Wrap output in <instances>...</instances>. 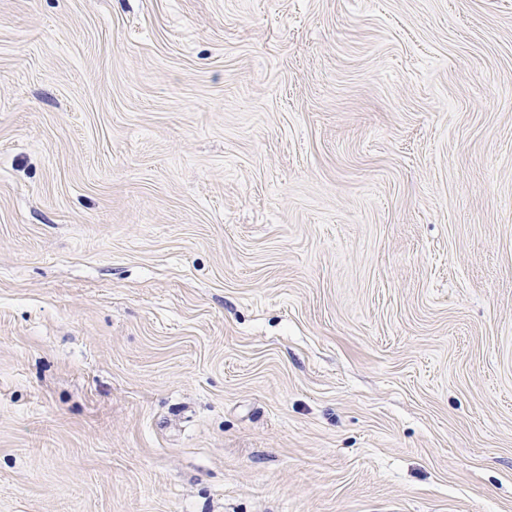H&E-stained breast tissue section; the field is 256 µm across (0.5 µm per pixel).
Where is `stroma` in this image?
<instances>
[{
  "instance_id": "1",
  "label": "stroma",
  "mask_w": 512,
  "mask_h": 512,
  "mask_svg": "<svg viewBox=\"0 0 512 512\" xmlns=\"http://www.w3.org/2000/svg\"><path fill=\"white\" fill-rule=\"evenodd\" d=\"M0 512H512V0H0Z\"/></svg>"
}]
</instances>
